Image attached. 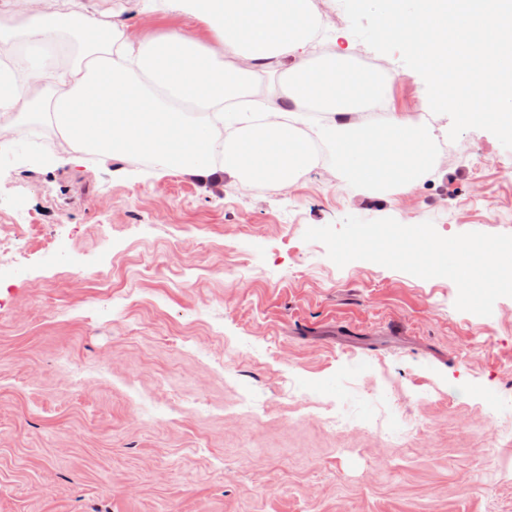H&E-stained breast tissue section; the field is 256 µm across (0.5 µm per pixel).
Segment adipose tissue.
Instances as JSON below:
<instances>
[{"mask_svg": "<svg viewBox=\"0 0 512 512\" xmlns=\"http://www.w3.org/2000/svg\"><path fill=\"white\" fill-rule=\"evenodd\" d=\"M166 21L133 36L98 0H0V147L42 122L59 150L131 163L150 158L244 186H293L325 143L346 186L406 192L429 171L423 115L370 108L393 77L355 54L318 53L317 0H144ZM326 114L310 123L303 106Z\"/></svg>", "mask_w": 512, "mask_h": 512, "instance_id": "obj_1", "label": "adipose tissue"}]
</instances>
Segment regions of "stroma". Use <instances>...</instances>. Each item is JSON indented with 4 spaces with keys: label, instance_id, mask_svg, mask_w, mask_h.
Returning <instances> with one entry per match:
<instances>
[{
    "label": "stroma",
    "instance_id": "obj_1",
    "mask_svg": "<svg viewBox=\"0 0 512 512\" xmlns=\"http://www.w3.org/2000/svg\"><path fill=\"white\" fill-rule=\"evenodd\" d=\"M319 6L331 50L394 75L388 111L447 124ZM342 178L326 157L279 191L1 149L0 512H512V297L463 312L450 279L303 239L349 215L512 234V149L470 129L409 193Z\"/></svg>",
    "mask_w": 512,
    "mask_h": 512
}]
</instances>
